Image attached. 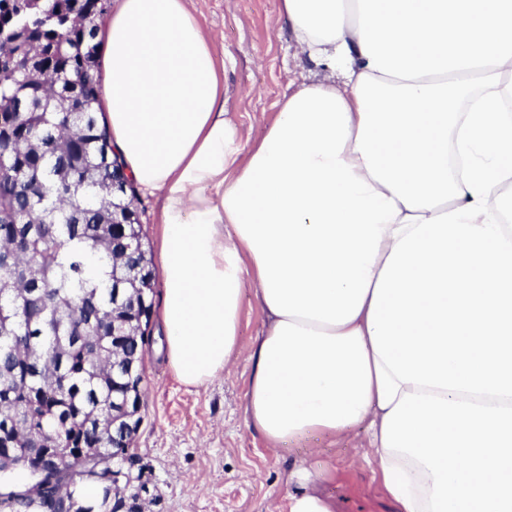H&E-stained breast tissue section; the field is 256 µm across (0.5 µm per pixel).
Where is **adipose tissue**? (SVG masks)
Returning <instances> with one entry per match:
<instances>
[{"label": "adipose tissue", "mask_w": 512, "mask_h": 512, "mask_svg": "<svg viewBox=\"0 0 512 512\" xmlns=\"http://www.w3.org/2000/svg\"><path fill=\"white\" fill-rule=\"evenodd\" d=\"M302 85L251 147L186 0L99 22L112 143L156 198L165 357L202 387L263 314L272 445L368 424L398 512H512V0H280Z\"/></svg>", "instance_id": "ef3b65f1"}]
</instances>
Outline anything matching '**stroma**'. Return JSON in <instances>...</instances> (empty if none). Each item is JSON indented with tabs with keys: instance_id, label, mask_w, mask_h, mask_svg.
Returning a JSON list of instances; mask_svg holds the SVG:
<instances>
[{
	"instance_id": "stroma-1",
	"label": "stroma",
	"mask_w": 512,
	"mask_h": 512,
	"mask_svg": "<svg viewBox=\"0 0 512 512\" xmlns=\"http://www.w3.org/2000/svg\"><path fill=\"white\" fill-rule=\"evenodd\" d=\"M279 2L189 0L225 59L224 110L246 146L263 135L288 94L328 76L289 37ZM262 329L254 295L245 293L239 355L230 371L188 388L173 377L157 341L161 328L152 324L143 423L133 443L155 486L147 512H289V493L304 489L317 490L333 512H397L363 456L365 428L337 437L311 434L274 449L248 425L245 354Z\"/></svg>"
}]
</instances>
